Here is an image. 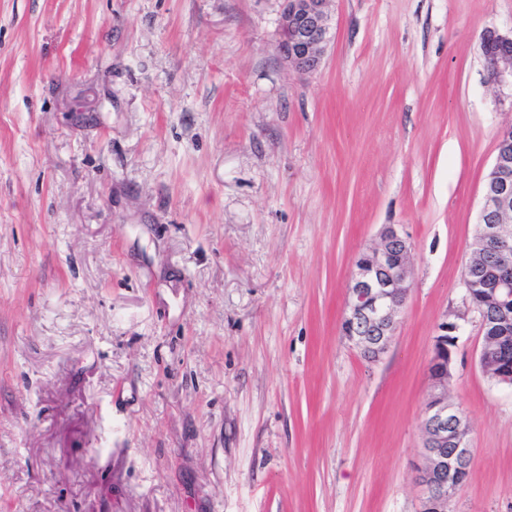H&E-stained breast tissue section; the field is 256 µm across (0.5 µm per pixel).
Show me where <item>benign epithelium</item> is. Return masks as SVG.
Returning <instances> with one entry per match:
<instances>
[{
	"instance_id": "benign-epithelium-1",
	"label": "benign epithelium",
	"mask_w": 512,
	"mask_h": 512,
	"mask_svg": "<svg viewBox=\"0 0 512 512\" xmlns=\"http://www.w3.org/2000/svg\"><path fill=\"white\" fill-rule=\"evenodd\" d=\"M328 0H282L277 51L288 67L311 74L318 70L330 39ZM487 83L512 87V32L487 30L481 37ZM512 122L497 135L496 155L483 184V202L474 244L464 266L465 299L481 294L494 312L479 317L483 339L478 352L481 370L496 369L493 381L512 387V363L499 357L512 345ZM380 240L354 262L341 318L342 335L367 360L376 362L388 351L397 330V316L411 288L412 244L395 224H385ZM458 325L438 326L428 374L430 393L425 407L422 464L417 480L425 493V512H448V501L464 475L470 473V422L461 406L448 400V381Z\"/></svg>"
}]
</instances>
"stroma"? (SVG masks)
<instances>
[{"label": "stroma", "mask_w": 512, "mask_h": 512, "mask_svg": "<svg viewBox=\"0 0 512 512\" xmlns=\"http://www.w3.org/2000/svg\"><path fill=\"white\" fill-rule=\"evenodd\" d=\"M281 0H0V512H423L428 363L471 425L450 512H512V388L462 271L512 89V0H330L320 68ZM397 224L388 352L341 333ZM328 2L282 0L277 51L289 68L311 74L320 67L330 39ZM489 46H495L496 54L487 53ZM481 52L487 83L495 88L510 86L512 89V31L486 30L481 37ZM489 59L492 62H488ZM379 237L354 262L340 323L342 335L371 362L392 343L412 277L408 236L396 224H385Z\"/></svg>", "instance_id": "stroma-1"}]
</instances>
